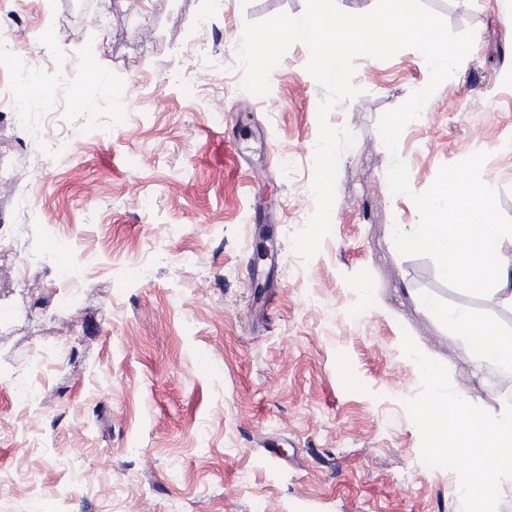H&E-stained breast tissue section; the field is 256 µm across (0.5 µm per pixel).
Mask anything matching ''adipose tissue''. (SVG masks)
Returning <instances> with one entry per match:
<instances>
[{
	"instance_id": "1",
	"label": "adipose tissue",
	"mask_w": 512,
	"mask_h": 512,
	"mask_svg": "<svg viewBox=\"0 0 512 512\" xmlns=\"http://www.w3.org/2000/svg\"><path fill=\"white\" fill-rule=\"evenodd\" d=\"M445 318L453 329L469 337L468 356L474 365L496 367L504 385L512 390V337H501L491 328L475 323L463 311L446 313ZM420 368L424 380L432 387L426 411L419 417L428 428V446L432 455L439 461H447L449 439H456L459 447H471L474 443L472 429L480 427L484 442L491 446L484 462L480 491L483 496H493L504 480L512 478V414L475 424L469 401L449 397L444 365L426 360Z\"/></svg>"
}]
</instances>
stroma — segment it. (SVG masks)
Masks as SVG:
<instances>
[{
  "mask_svg": "<svg viewBox=\"0 0 512 512\" xmlns=\"http://www.w3.org/2000/svg\"><path fill=\"white\" fill-rule=\"evenodd\" d=\"M305 2L0 0V39L18 48L0 82L32 105L25 126L0 127V235L29 257L54 242L81 278L67 302L57 265L24 276L0 258V512H462L458 448L435 461L415 420L420 363L444 362L478 419L511 410L497 370L477 369L434 309L509 337L512 297L457 290L398 251L419 213L388 170L402 159L421 193L485 152L481 179L512 218V0H424L473 46L396 152L378 121L426 86V60L355 58L358 94L327 116L354 141L308 261L291 237L315 209L324 91L304 43L264 95L243 89L236 58L245 22ZM52 56L83 70H48ZM57 111L66 159L45 171Z\"/></svg>",
  "mask_w": 512,
  "mask_h": 512,
  "instance_id": "stroma-1",
  "label": "stroma"
}]
</instances>
